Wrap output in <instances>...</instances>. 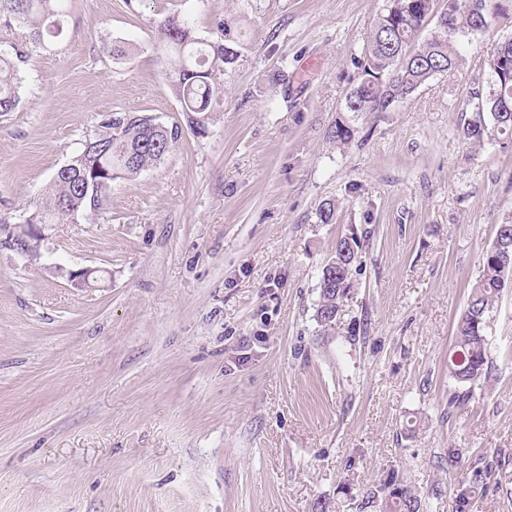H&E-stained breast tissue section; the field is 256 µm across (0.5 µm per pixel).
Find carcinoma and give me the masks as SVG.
Segmentation results:
<instances>
[{
	"mask_svg": "<svg viewBox=\"0 0 512 512\" xmlns=\"http://www.w3.org/2000/svg\"><path fill=\"white\" fill-rule=\"evenodd\" d=\"M68 0H0L5 14L29 30V42L42 48L65 30ZM438 0H390L357 61L360 89L345 97L342 111L352 114L388 112L431 78L444 75L459 62L457 48L472 42L488 28L494 13L483 19L471 11L473 0H451L443 13L435 11ZM220 36L213 41L196 35L187 15L168 17L156 26L158 44L168 53L163 76L179 101L186 126L197 136L207 134L223 92L224 68L233 65L241 47L233 24L222 21ZM429 31L423 39L424 31ZM495 55L505 64L506 76L489 71L487 84L472 90V113L463 126L466 138L481 143L512 137V37L494 45ZM21 103L14 60L0 55V115L15 111ZM102 133L83 144L66 167L59 168L45 188L44 197L19 218L21 224H68L104 210L112 182L131 181L164 159L181 139L182 127H168L152 116L112 112L102 121ZM354 128L348 121L336 122L329 137L348 144ZM363 243L356 234L339 238L334 255L324 264L319 278V302L315 319L326 328L352 287L351 272ZM483 269L472 286L467 305L459 317L448 370L461 385L487 378L489 343L483 334L486 316L498 295L512 282V213L499 225L496 238L482 257ZM491 472L474 467L456 497L455 512H469L475 489L485 487ZM422 512L420 495L403 479L392 475L358 503V512Z\"/></svg>",
	"mask_w": 512,
	"mask_h": 512,
	"instance_id": "1",
	"label": "carcinoma"
}]
</instances>
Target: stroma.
<instances>
[{
	"label": "stroma",
	"instance_id": "1",
	"mask_svg": "<svg viewBox=\"0 0 512 512\" xmlns=\"http://www.w3.org/2000/svg\"><path fill=\"white\" fill-rule=\"evenodd\" d=\"M387 0H72L47 48L0 19L22 102L0 116V217L17 222L109 112L181 125L157 23L191 15L216 39L236 18L208 136L134 181L104 212L55 224L29 263L0 249V512H355L380 480L455 512H512V288L489 313L490 378L449 408L453 327L512 210V143L462 128L488 47L452 74L328 138ZM131 44L115 56L104 43ZM336 221L322 223L324 202ZM364 244L334 324L314 319L337 239ZM93 267L77 288L61 268ZM459 448L455 464L447 448ZM490 477L491 471H488L486 467H474L470 477L462 483L461 489L458 491L455 512H468L475 489L487 487Z\"/></svg>",
	"mask_w": 512,
	"mask_h": 512
}]
</instances>
